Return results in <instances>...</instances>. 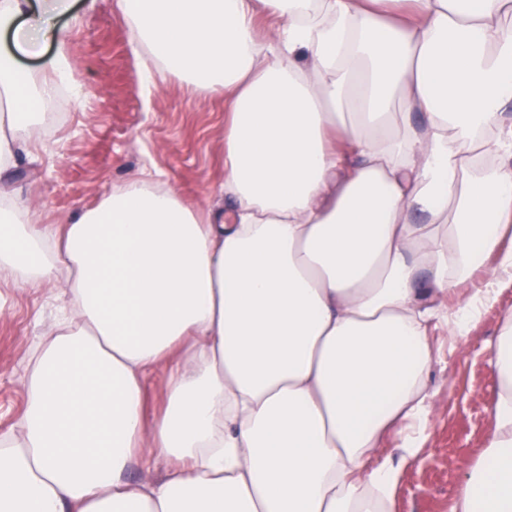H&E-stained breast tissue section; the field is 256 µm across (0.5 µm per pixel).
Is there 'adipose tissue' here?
<instances>
[{
  "label": "adipose tissue",
  "instance_id": "adipose-tissue-1",
  "mask_svg": "<svg viewBox=\"0 0 512 512\" xmlns=\"http://www.w3.org/2000/svg\"><path fill=\"white\" fill-rule=\"evenodd\" d=\"M380 2L119 0L143 83L170 62L223 89L233 212L199 220L141 177L60 229L0 225V275L66 281L0 436V512H389L429 413L428 330L464 339L494 299L457 295L471 243L498 256L489 280L512 275V0H392L391 20ZM70 9L0 0V94L21 102L0 168L71 78ZM489 364L493 424L454 512H512V318ZM393 428L399 465L368 467ZM155 460L163 478L131 481ZM165 375V371L158 369L147 378L145 385L148 397L147 413L150 418L155 416L159 411V394L164 386Z\"/></svg>",
  "mask_w": 512,
  "mask_h": 512
}]
</instances>
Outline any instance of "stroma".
<instances>
[{"mask_svg":"<svg viewBox=\"0 0 512 512\" xmlns=\"http://www.w3.org/2000/svg\"><path fill=\"white\" fill-rule=\"evenodd\" d=\"M60 23L69 32L78 95L37 144L19 145L14 166L0 175L14 195L18 223L35 232L64 223L95 208L112 186L146 173L202 216L231 209L224 194L223 92L193 89L167 68L156 71L153 86L142 85L117 0H95L91 10ZM495 289L463 347L446 327L430 333V413L413 462L401 469L392 512H453L465 470L485 451L497 393L489 346L512 314V278L502 277ZM64 300L62 283L20 286L0 278L1 434L25 410L29 357Z\"/></svg>","mask_w":512,"mask_h":512,"instance_id":"stroma-1","label":"stroma"}]
</instances>
